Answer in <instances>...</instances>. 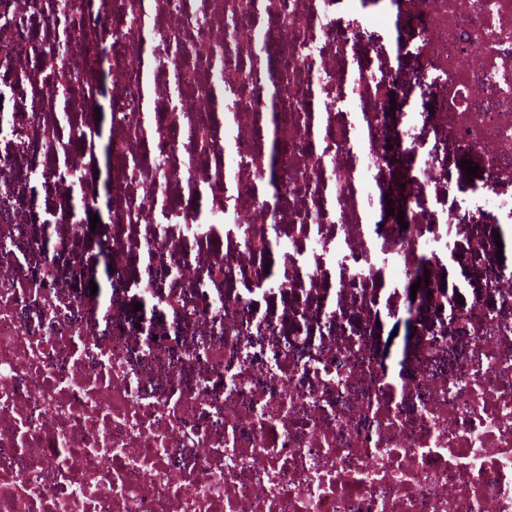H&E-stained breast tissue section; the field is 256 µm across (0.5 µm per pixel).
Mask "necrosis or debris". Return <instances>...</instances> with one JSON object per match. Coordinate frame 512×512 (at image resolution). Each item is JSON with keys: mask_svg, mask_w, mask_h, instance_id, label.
Returning <instances> with one entry per match:
<instances>
[{"mask_svg": "<svg viewBox=\"0 0 512 512\" xmlns=\"http://www.w3.org/2000/svg\"><path fill=\"white\" fill-rule=\"evenodd\" d=\"M0 174V512H512V0H0Z\"/></svg>", "mask_w": 512, "mask_h": 512, "instance_id": "obj_1", "label": "necrosis or debris"}]
</instances>
